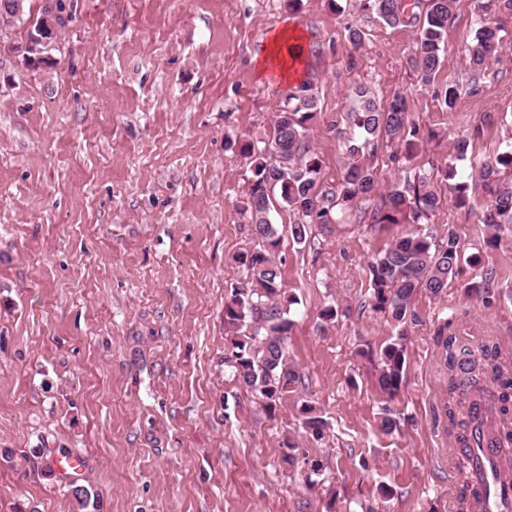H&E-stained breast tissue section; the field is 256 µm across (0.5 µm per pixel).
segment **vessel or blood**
I'll return each mask as SVG.
<instances>
[{"mask_svg":"<svg viewBox=\"0 0 512 512\" xmlns=\"http://www.w3.org/2000/svg\"><path fill=\"white\" fill-rule=\"evenodd\" d=\"M456 452L466 460V481L469 512H512V487L500 485L498 475L512 467L507 457L489 434L487 425L471 432L468 441ZM55 474L65 481L75 480L86 471L83 458L60 454L51 461Z\"/></svg>","mask_w":512,"mask_h":512,"instance_id":"vessel-or-blood-1","label":"vessel or blood"}]
</instances>
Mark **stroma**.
I'll return each instance as SVG.
<instances>
[{"label": "stroma", "instance_id": "obj_1", "mask_svg": "<svg viewBox=\"0 0 512 512\" xmlns=\"http://www.w3.org/2000/svg\"><path fill=\"white\" fill-rule=\"evenodd\" d=\"M67 2L54 66L23 64L24 25L0 35V512H79V486L96 493V512H453L436 329L512 351V225L480 223L483 192L468 210L445 197L420 231L454 228L464 260L440 294L418 291L399 328L368 305L369 265L404 225L364 223L376 200L363 198L300 244L292 212L275 206L284 286L298 300L287 352L302 382L271 412L224 364V300L247 280L234 258L258 245L249 165L233 144L272 130L290 84L260 75L254 58L288 25L318 92L308 140L323 184L346 166L357 85L381 101L404 93L413 120L436 132L409 160L378 151L380 189L445 166L451 132L474 128L456 164L468 173L512 143V51L449 112L407 64L414 28L384 25L355 0ZM478 4L462 0L449 24L437 82H467ZM351 24L364 32L356 51ZM486 269L495 294L483 302L465 287ZM330 303L338 316L325 326ZM398 339L406 372L392 398L377 384L379 353ZM305 401L328 423L322 439L302 429ZM287 438L304 454L292 467ZM63 452L85 458L80 481L53 473Z\"/></svg>", "mask_w": 512, "mask_h": 512}]
</instances>
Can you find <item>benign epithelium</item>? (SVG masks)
I'll list each match as a JSON object with an SVG mask.
<instances>
[{
	"instance_id": "benign-epithelium-1",
	"label": "benign epithelium",
	"mask_w": 512,
	"mask_h": 512,
	"mask_svg": "<svg viewBox=\"0 0 512 512\" xmlns=\"http://www.w3.org/2000/svg\"><path fill=\"white\" fill-rule=\"evenodd\" d=\"M45 9L39 20L26 17L23 0H3L0 3V29L19 22L28 24V39L18 48L23 62L31 67L41 60L48 65L53 61L50 51L55 46L54 36L67 21V14L60 9L58 0H44Z\"/></svg>"
}]
</instances>
